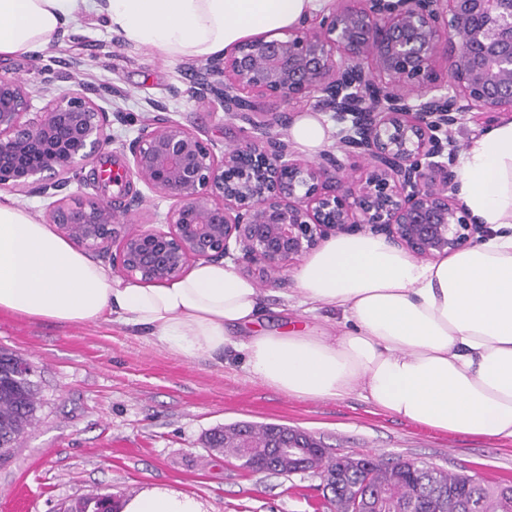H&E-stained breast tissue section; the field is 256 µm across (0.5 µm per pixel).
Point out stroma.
Here are the masks:
<instances>
[{"instance_id": "35a3bbf8", "label": "stroma", "mask_w": 512, "mask_h": 512, "mask_svg": "<svg viewBox=\"0 0 512 512\" xmlns=\"http://www.w3.org/2000/svg\"><path fill=\"white\" fill-rule=\"evenodd\" d=\"M70 42L42 56L1 63L25 81L36 106L42 92L75 81L110 84L117 116L106 154L122 158L147 117L148 101L166 116L223 144L236 135L215 101L192 100L199 63L169 59L108 31L99 17L69 27ZM26 357L38 386L36 420L0 461V512H64L92 491L135 495L173 489L203 512H332L312 473L254 472L211 453L208 434L238 422L280 424L310 434L336 454L383 462L410 459L512 486V441L442 433L376 409L360 395L301 400L249 380L235 354L189 361L115 324H59L0 312V349Z\"/></svg>"}]
</instances>
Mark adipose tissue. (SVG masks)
Instances as JSON below:
<instances>
[{
	"mask_svg": "<svg viewBox=\"0 0 512 512\" xmlns=\"http://www.w3.org/2000/svg\"><path fill=\"white\" fill-rule=\"evenodd\" d=\"M325 0H0V56L44 52L57 30L102 16L169 57L217 58L280 33ZM460 197L487 226L478 243L420 261L380 235L339 234L296 269L300 304L339 312L342 330L261 326L258 286L225 261L145 286L112 275L15 202L0 201V312L146 330L190 361L239 352L249 379L305 400L360 394L440 431L512 440V119L460 157ZM121 512H201L177 491L123 498Z\"/></svg>",
	"mask_w": 512,
	"mask_h": 512,
	"instance_id": "1",
	"label": "adipose tissue"
}]
</instances>
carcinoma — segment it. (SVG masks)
I'll use <instances>...</instances> for the list:
<instances>
[{
  "label": "carcinoma",
  "instance_id": "carcinoma-1",
  "mask_svg": "<svg viewBox=\"0 0 512 512\" xmlns=\"http://www.w3.org/2000/svg\"><path fill=\"white\" fill-rule=\"evenodd\" d=\"M12 354L0 353V457L15 447L21 436L32 426L38 409V389L31 379L13 376ZM240 426L228 425L217 429L210 438V450L226 456L241 454ZM328 469L344 466V477L330 491L329 501L334 512H348L346 493L361 484L372 500L369 512H402V504L412 501L421 512H512V486H492L480 480L468 483V476L398 460L371 469H363L351 459L336 460L328 452L321 459ZM107 502L111 512H117L116 501L110 494H90L73 501L67 512H99Z\"/></svg>",
  "mask_w": 512,
  "mask_h": 512
}]
</instances>
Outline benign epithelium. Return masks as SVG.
<instances>
[{
	"instance_id": "obj_1",
	"label": "benign epithelium",
	"mask_w": 512,
	"mask_h": 512,
	"mask_svg": "<svg viewBox=\"0 0 512 512\" xmlns=\"http://www.w3.org/2000/svg\"><path fill=\"white\" fill-rule=\"evenodd\" d=\"M110 86L75 82L36 108L23 79L0 67V188L53 197L48 218L73 244L112 260L142 284L178 280L199 261L238 260L266 275L337 234L383 235L410 254L453 253L484 235L458 195V147L448 136L468 114L512 112V0H332L275 37H250L197 70L192 97L216 100L246 123L219 149L160 116L127 145L126 166L170 201L166 229L127 219L101 194L60 195L110 139ZM313 103L336 122V147L308 160L258 99ZM242 466L273 451L330 489L321 445L275 429Z\"/></svg>"
}]
</instances>
